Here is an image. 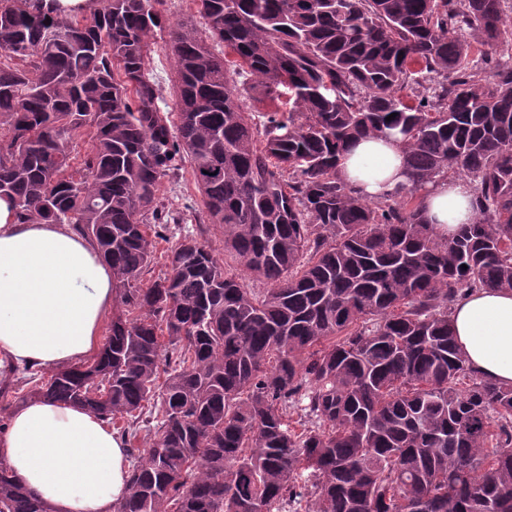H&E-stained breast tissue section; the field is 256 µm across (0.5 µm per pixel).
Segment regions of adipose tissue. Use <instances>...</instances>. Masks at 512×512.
<instances>
[{
	"label": "adipose tissue",
	"mask_w": 512,
	"mask_h": 512,
	"mask_svg": "<svg viewBox=\"0 0 512 512\" xmlns=\"http://www.w3.org/2000/svg\"><path fill=\"white\" fill-rule=\"evenodd\" d=\"M357 194L376 199L406 181L393 138L362 137L339 161ZM436 234L456 237L474 223L469 180L436 178L422 193ZM112 268L67 224H23L0 198V365L62 369L96 352L112 316ZM456 341L485 379L512 382V291L480 290L457 302ZM0 459L51 512H113L130 461L124 440L100 415L35 398L13 406L0 431Z\"/></svg>",
	"instance_id": "1"
}]
</instances>
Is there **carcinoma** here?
<instances>
[{
  "label": "carcinoma",
  "mask_w": 512,
  "mask_h": 512,
  "mask_svg": "<svg viewBox=\"0 0 512 512\" xmlns=\"http://www.w3.org/2000/svg\"><path fill=\"white\" fill-rule=\"evenodd\" d=\"M56 2L0 0V197L112 267L102 349L28 395L129 443L115 512H512V384L469 367L451 320L512 290V0H194L169 25L160 0ZM157 29L173 113L145 74ZM248 101L273 105L261 124ZM367 135L406 155L377 200L336 173ZM186 166L245 276L186 237L144 287ZM448 174L478 218L442 240L420 191ZM0 512H50L1 460Z\"/></svg>",
  "instance_id": "cac0c4a2"
}]
</instances>
